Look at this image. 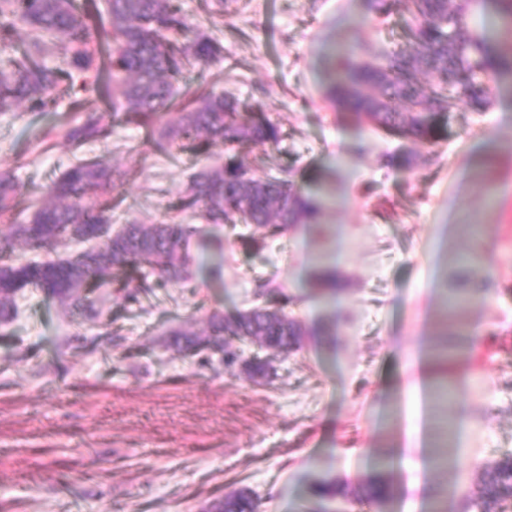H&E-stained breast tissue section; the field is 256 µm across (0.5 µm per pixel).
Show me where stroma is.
<instances>
[{
	"mask_svg": "<svg viewBox=\"0 0 512 512\" xmlns=\"http://www.w3.org/2000/svg\"><path fill=\"white\" fill-rule=\"evenodd\" d=\"M404 0L388 14L365 0H234L217 36L221 56L185 68L179 87L223 76L224 91L259 108L282 132L249 152L256 175L287 170L323 204L320 224H290L266 246L250 226L200 224L188 277L140 303L93 290V311L24 289L18 315L0 325V512H206L248 489L257 512H310L311 486L333 483L331 512H425L451 487L444 512H476L472 494L512 455V70L489 79L486 110L457 101L444 136L428 144L385 136L325 97L336 50L364 45L387 62L405 42ZM469 25L489 47L512 48V20L482 0ZM65 110L0 115V171L19 184V219L64 171ZM116 172L112 227L183 220L174 209L224 146L153 150L141 129L115 125L109 143L86 144ZM329 271L335 288L320 284ZM269 281L263 299L255 292ZM472 305L449 312L453 291ZM301 328L285 354L243 345L232 366L202 368L171 331L204 334L257 302ZM453 336V397L436 403L438 452L467 457L448 473L406 445L418 413L419 374L407 354ZM122 362H115L119 352ZM270 359L268 376L252 358ZM394 454L392 495L369 487Z\"/></svg>",
	"mask_w": 512,
	"mask_h": 512,
	"instance_id": "stroma-1",
	"label": "stroma"
}]
</instances>
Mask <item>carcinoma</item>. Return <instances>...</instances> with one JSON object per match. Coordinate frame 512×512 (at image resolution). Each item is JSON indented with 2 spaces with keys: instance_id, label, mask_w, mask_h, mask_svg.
Returning a JSON list of instances; mask_svg holds the SVG:
<instances>
[{
  "instance_id": "obj_1",
  "label": "carcinoma",
  "mask_w": 512,
  "mask_h": 512,
  "mask_svg": "<svg viewBox=\"0 0 512 512\" xmlns=\"http://www.w3.org/2000/svg\"><path fill=\"white\" fill-rule=\"evenodd\" d=\"M409 46L386 67L341 55L326 98L361 123L391 135L413 136L431 143L446 131L455 102L466 99L477 109L487 105L486 80L508 61L491 52L469 26V0H409ZM0 44L23 27L29 41L21 55L0 60V113L24 106L31 112H55L57 91L68 92L71 122L64 132L77 152L75 161L51 186L56 203L35 207L27 222L0 226V323L12 320L14 298L39 288L52 298L79 304L108 270L148 268L140 288L125 298L140 302L148 290L186 279L183 247L195 231L191 224H127L112 232V170L98 157L78 154L92 142L112 137V119L144 130L145 142L166 151L181 140L200 155L215 143L228 147L224 163L204 167L191 179L183 208L210 224H249L261 236L258 246L288 224H310L318 204L301 197L293 182L275 175L251 173L244 154L258 144L276 146L281 130L262 112H245L237 99L213 88L177 100L172 78L187 65L204 64L221 53L218 40L198 29L182 13L178 0H0ZM58 62L49 66L46 55ZM93 91L112 103L105 115L81 120L83 100L74 87ZM18 187L0 173V216L12 211ZM93 243L65 259L54 258L64 238ZM23 241L48 257L13 258ZM154 281H147L148 277ZM299 325L282 312L257 305L232 320L210 317V332L186 337L177 347L198 355L220 353L224 364L236 361L226 337L251 339L286 352L298 344ZM512 497V456L494 464L472 501L478 512H497ZM214 512H256L251 494L217 500Z\"/></svg>"
}]
</instances>
